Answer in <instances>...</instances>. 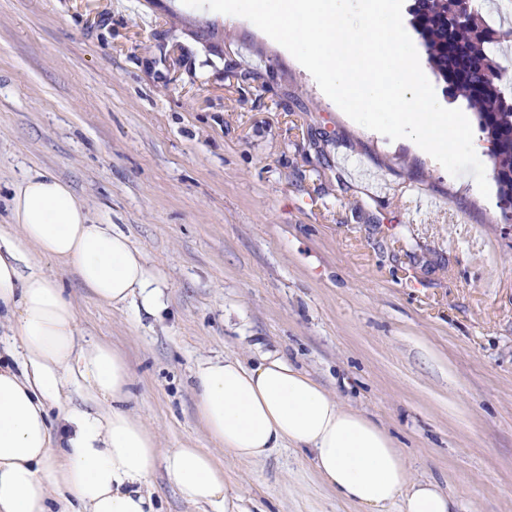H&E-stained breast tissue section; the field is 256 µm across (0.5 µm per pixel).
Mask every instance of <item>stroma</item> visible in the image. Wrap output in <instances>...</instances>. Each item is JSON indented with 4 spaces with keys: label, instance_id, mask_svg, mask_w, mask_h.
I'll list each match as a JSON object with an SVG mask.
<instances>
[{
    "label": "stroma",
    "instance_id": "obj_1",
    "mask_svg": "<svg viewBox=\"0 0 512 512\" xmlns=\"http://www.w3.org/2000/svg\"><path fill=\"white\" fill-rule=\"evenodd\" d=\"M35 172L168 278L155 318L48 267L83 338L127 358L162 447L212 445L197 360L277 352L385 427L457 512H512V222L471 175L353 121L245 18L0 0V224ZM221 462L245 512H359L306 454Z\"/></svg>",
    "mask_w": 512,
    "mask_h": 512
}]
</instances>
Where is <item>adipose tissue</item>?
<instances>
[{
	"label": "adipose tissue",
	"mask_w": 512,
	"mask_h": 512,
	"mask_svg": "<svg viewBox=\"0 0 512 512\" xmlns=\"http://www.w3.org/2000/svg\"><path fill=\"white\" fill-rule=\"evenodd\" d=\"M45 260L74 267L99 304L156 317L165 308L164 273L115 225L93 223L68 183L35 173L17 184L0 225V512H161L159 470L202 512H243L212 452L162 447L133 411L129 363L80 338ZM191 379L198 417L230 457L258 463L295 448L360 512H452L438 483L410 480L385 429L285 356L267 353L254 366L206 357Z\"/></svg>",
	"instance_id": "obj_1"
}]
</instances>
